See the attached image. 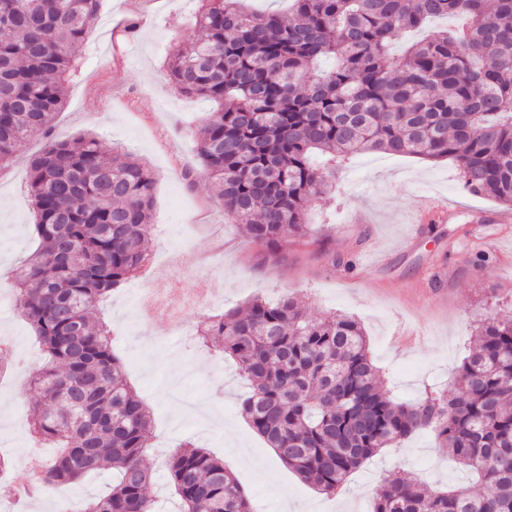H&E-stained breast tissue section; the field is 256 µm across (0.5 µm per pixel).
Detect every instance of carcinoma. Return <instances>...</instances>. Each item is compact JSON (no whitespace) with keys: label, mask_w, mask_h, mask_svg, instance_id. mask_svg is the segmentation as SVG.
Listing matches in <instances>:
<instances>
[{"label":"carcinoma","mask_w":512,"mask_h":512,"mask_svg":"<svg viewBox=\"0 0 512 512\" xmlns=\"http://www.w3.org/2000/svg\"><path fill=\"white\" fill-rule=\"evenodd\" d=\"M199 36L168 62L178 91L221 109L197 129L203 173L224 214L272 257L307 234L306 206L329 173L376 150L453 159L469 192L512 206V0H294L284 18L240 0H200ZM100 0H0V166L28 138L49 136ZM461 15L388 57L399 32ZM332 56L336 66L317 69ZM154 177L99 142L50 140L29 161L36 251L19 300L46 355L34 380L42 403L29 433L56 445L39 483L76 484L109 466L112 489L80 512H153L143 464L151 418L112 351L98 305L145 263ZM200 337L233 358L251 393L249 427L320 493L383 448L431 430L472 485L425 488L394 475L373 512H512V315L478 322L451 392L399 403L384 390L355 318L312 319L286 296L255 297L213 318ZM166 465L182 512H252L224 462L187 446Z\"/></svg>","instance_id":"cac0c4a2"}]
</instances>
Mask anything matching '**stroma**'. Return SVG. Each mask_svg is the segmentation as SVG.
I'll return each mask as SVG.
<instances>
[{"instance_id":"35a3bbf8","label":"stroma","mask_w":512,"mask_h":512,"mask_svg":"<svg viewBox=\"0 0 512 512\" xmlns=\"http://www.w3.org/2000/svg\"><path fill=\"white\" fill-rule=\"evenodd\" d=\"M196 8V0H101L51 136L95 137L106 153L136 157L154 174L150 260L100 310L151 412L154 440L144 464L159 512H175L164 460L186 441L223 459L254 512H371L380 483L398 465L429 487L466 482L424 432L382 449L336 496L319 493L248 427L238 411L244 380L232 361L200 343L197 329L254 297L288 294L311 317H355L393 396L451 389L477 315L512 312V210L465 190L452 160L370 151L337 167L329 195L310 203L306 238L268 259L227 220L199 170L195 130L215 104L181 94L164 69L196 37ZM46 140L33 135L23 156L0 169V338L23 359L0 377V454L31 460L51 449L23 437L38 398L29 382L43 359L19 309L17 276L37 245L26 159ZM473 210L484 211L483 223H470ZM163 282L186 297L203 285L210 290L205 303L184 309L185 335L140 314Z\"/></svg>"}]
</instances>
